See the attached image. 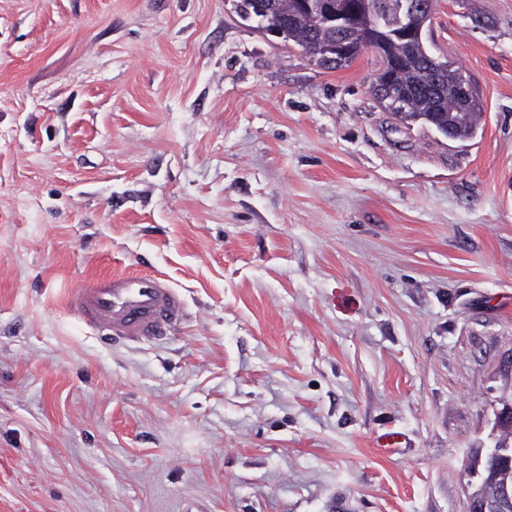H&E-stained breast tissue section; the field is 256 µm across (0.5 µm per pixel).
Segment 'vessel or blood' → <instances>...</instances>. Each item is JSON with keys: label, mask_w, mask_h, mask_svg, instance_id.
<instances>
[{"label": "vessel or blood", "mask_w": 512, "mask_h": 512, "mask_svg": "<svg viewBox=\"0 0 512 512\" xmlns=\"http://www.w3.org/2000/svg\"><path fill=\"white\" fill-rule=\"evenodd\" d=\"M68 305L106 343L160 339L187 316L182 294L147 273L119 272L72 289Z\"/></svg>", "instance_id": "1"}]
</instances>
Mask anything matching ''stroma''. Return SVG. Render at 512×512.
Segmentation results:
<instances>
[{
    "label": "stroma",
    "mask_w": 512,
    "mask_h": 512,
    "mask_svg": "<svg viewBox=\"0 0 512 512\" xmlns=\"http://www.w3.org/2000/svg\"><path fill=\"white\" fill-rule=\"evenodd\" d=\"M433 4L464 141L226 0H0V512H466L512 395V0ZM115 272L184 324L104 345L67 299Z\"/></svg>",
    "instance_id": "obj_1"
}]
</instances>
